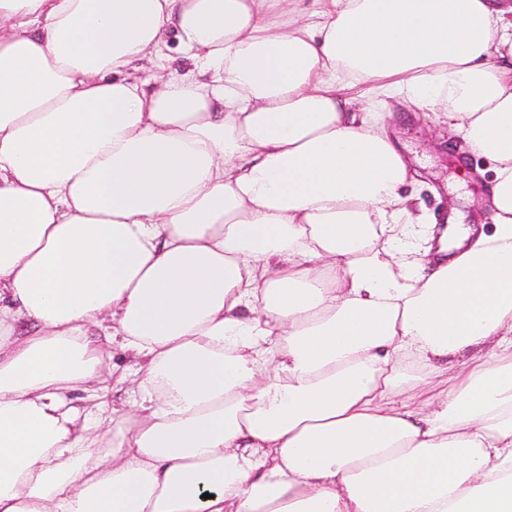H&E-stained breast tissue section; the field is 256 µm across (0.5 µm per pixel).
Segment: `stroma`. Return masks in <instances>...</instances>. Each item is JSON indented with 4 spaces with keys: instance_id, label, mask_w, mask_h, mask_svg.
I'll return each instance as SVG.
<instances>
[{
    "instance_id": "1",
    "label": "stroma",
    "mask_w": 512,
    "mask_h": 512,
    "mask_svg": "<svg viewBox=\"0 0 512 512\" xmlns=\"http://www.w3.org/2000/svg\"><path fill=\"white\" fill-rule=\"evenodd\" d=\"M390 108L394 117L389 132L415 173V184L406 189L414 206L442 218L453 205L461 211L463 223L477 220L491 226V162L449 135L433 110L395 100Z\"/></svg>"
}]
</instances>
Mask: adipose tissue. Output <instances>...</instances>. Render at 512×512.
Returning <instances> with one entry per match:
<instances>
[{
    "instance_id": "ef3b65f1",
    "label": "adipose tissue",
    "mask_w": 512,
    "mask_h": 512,
    "mask_svg": "<svg viewBox=\"0 0 512 512\" xmlns=\"http://www.w3.org/2000/svg\"><path fill=\"white\" fill-rule=\"evenodd\" d=\"M0 512H512V0H0ZM389 102L394 112L389 132L415 171L416 183L404 191L414 197L413 205L437 217V230L448 224L441 218H447L450 203L463 214L462 224L477 216L481 224L476 226L489 229L492 163L471 153L460 138L449 137L448 125L437 121L439 113L396 99Z\"/></svg>"
}]
</instances>
